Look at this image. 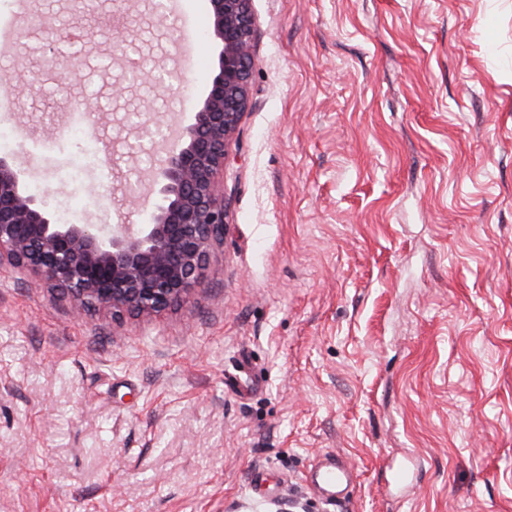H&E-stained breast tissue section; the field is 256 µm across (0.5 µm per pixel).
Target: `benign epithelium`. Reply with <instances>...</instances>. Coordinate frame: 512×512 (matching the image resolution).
Instances as JSON below:
<instances>
[{"mask_svg":"<svg viewBox=\"0 0 512 512\" xmlns=\"http://www.w3.org/2000/svg\"><path fill=\"white\" fill-rule=\"evenodd\" d=\"M218 70L193 122L153 170L161 198L146 224H57L26 193L14 162L0 158V269L59 291L73 312L151 317L190 302L209 256L224 242L227 202L219 181L249 105L251 0H209Z\"/></svg>","mask_w":512,"mask_h":512,"instance_id":"7a95c632","label":"benign epithelium"}]
</instances>
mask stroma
<instances>
[{"mask_svg":"<svg viewBox=\"0 0 512 512\" xmlns=\"http://www.w3.org/2000/svg\"><path fill=\"white\" fill-rule=\"evenodd\" d=\"M188 2L189 53L153 0H0V158L57 223L147 222L124 203L156 195L140 125L190 124L218 63L209 0ZM251 10L224 241L190 303L77 318L0 274V512H512V0ZM80 32L62 78L47 47ZM85 99L114 162L70 181V147L36 145ZM328 454L353 472L333 504Z\"/></svg>","mask_w":512,"mask_h":512,"instance_id":"1","label":"stroma"}]
</instances>
